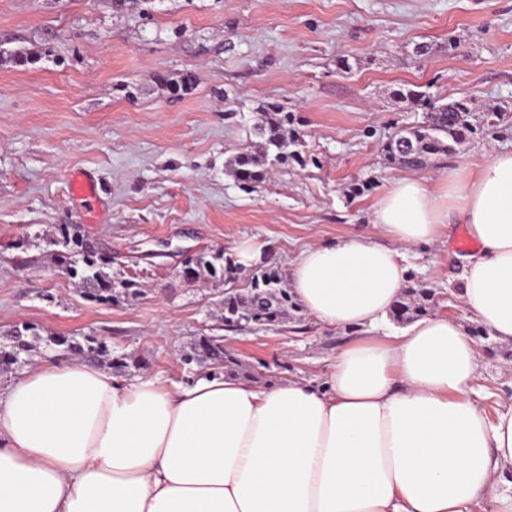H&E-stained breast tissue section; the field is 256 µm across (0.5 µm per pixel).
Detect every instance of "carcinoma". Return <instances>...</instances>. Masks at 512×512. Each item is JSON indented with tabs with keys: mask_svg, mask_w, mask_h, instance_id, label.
I'll use <instances>...</instances> for the list:
<instances>
[{
	"mask_svg": "<svg viewBox=\"0 0 512 512\" xmlns=\"http://www.w3.org/2000/svg\"><path fill=\"white\" fill-rule=\"evenodd\" d=\"M396 94L412 100L426 109L424 121L417 126L395 131L384 148L386 164L408 169H420L433 159L446 157L456 152L455 145L461 143L471 131L468 121L471 104L466 99L438 103L425 92L408 89ZM254 135L260 139L254 151L243 150L233 156L229 165L237 180L246 188H254L266 181L269 167L285 165L294 160L304 162L298 146L301 134L295 126V117L284 112L275 103H263L253 114ZM52 245L57 247V256L70 265L72 279L77 281L80 294L88 301L112 304L134 299L141 294L135 282L112 274V257L102 252L96 242L83 234L79 224H61ZM191 261L195 276L218 279L224 284L234 285L239 280L241 267L231 256L222 251H201ZM434 292L430 288H408L405 296L395 304L393 316L402 323L428 314L433 304ZM224 327L237 328L242 324L255 326L271 325L301 312L278 269L258 266L248 278L242 292H227L222 300ZM29 328L16 329L9 335V342L0 343V369L28 362L29 352L34 347L28 340ZM44 345H65L75 356L96 363L109 356L112 368L125 372L137 369L135 359L126 355H112L107 343L94 336L84 342L66 337L48 336ZM208 364L209 374L214 377L255 379L246 371L235 354L224 349V337L201 336L192 352L185 354L184 363Z\"/></svg>",
	"mask_w": 512,
	"mask_h": 512,
	"instance_id": "carcinoma-1",
	"label": "carcinoma"
}]
</instances>
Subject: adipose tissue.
<instances>
[{"instance_id":"adipose-tissue-1","label":"adipose tissue","mask_w":512,"mask_h":512,"mask_svg":"<svg viewBox=\"0 0 512 512\" xmlns=\"http://www.w3.org/2000/svg\"><path fill=\"white\" fill-rule=\"evenodd\" d=\"M452 224L460 299L512 342V150L467 178L396 180L374 232L312 244L287 264L295 300L322 327L360 336L322 385L260 388L204 376L171 388L92 363L36 365L0 392V512H512V405L468 396L474 339L446 316L376 335L409 276L405 247Z\"/></svg>"}]
</instances>
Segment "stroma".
I'll list each match as a JSON object with an SVG mask.
<instances>
[{
	"mask_svg": "<svg viewBox=\"0 0 512 512\" xmlns=\"http://www.w3.org/2000/svg\"><path fill=\"white\" fill-rule=\"evenodd\" d=\"M421 44L429 54L417 55ZM185 72L187 93L157 82ZM413 86L503 116L422 178L464 174L512 149V0H0V336L20 322L95 336L171 386L204 371L181 354L224 333L261 385L320 384L354 330L306 315L223 331L217 290L180 277L182 261L190 249L232 253L250 239L283 269L305 244L372 231L375 201L405 175L385 164L383 147L423 118L392 92ZM262 102L301 115L308 162L247 192L227 161L253 142ZM77 171L97 182V216L71 196ZM356 181L370 188L353 197ZM59 224L81 225L142 295L119 306L83 300L49 255ZM465 230L453 224L447 242L412 247L409 284L443 291L436 314L474 338L470 396L492 416L512 403V344L472 322L458 297ZM35 234L40 248L17 249Z\"/></svg>",
	"mask_w": 512,
	"mask_h": 512,
	"instance_id": "stroma-1",
	"label": "stroma"
}]
</instances>
